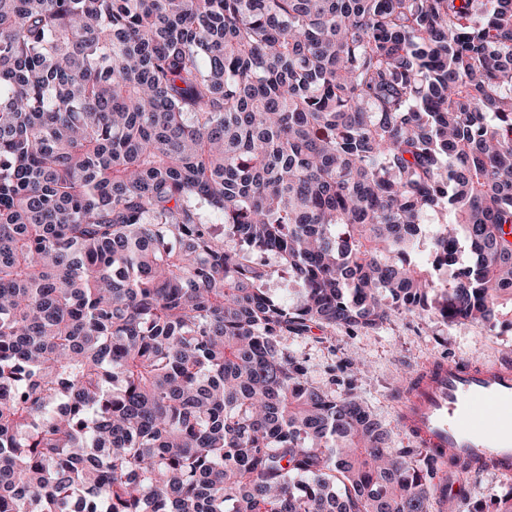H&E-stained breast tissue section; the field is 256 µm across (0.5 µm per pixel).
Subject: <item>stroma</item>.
I'll list each match as a JSON object with an SVG mask.
<instances>
[{"label": "stroma", "mask_w": 512, "mask_h": 512, "mask_svg": "<svg viewBox=\"0 0 512 512\" xmlns=\"http://www.w3.org/2000/svg\"><path fill=\"white\" fill-rule=\"evenodd\" d=\"M288 349L305 361L311 379L325 389L331 386L329 366L361 354L368 368L358 376L355 391L389 432L392 447L403 448L407 440L395 398L401 377L436 360L468 364L476 358L495 364L504 355L512 356V319L502 318L490 329L477 322L449 324L403 314L377 328L352 334L339 330L292 337Z\"/></svg>", "instance_id": "1"}]
</instances>
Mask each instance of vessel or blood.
<instances>
[{
  "label": "vessel or blood",
  "mask_w": 512,
  "mask_h": 512,
  "mask_svg": "<svg viewBox=\"0 0 512 512\" xmlns=\"http://www.w3.org/2000/svg\"><path fill=\"white\" fill-rule=\"evenodd\" d=\"M401 424L428 447L455 449L475 472L512 474V370L441 363L414 379Z\"/></svg>",
  "instance_id": "vessel-or-blood-1"
}]
</instances>
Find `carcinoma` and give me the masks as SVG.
I'll return each mask as SVG.
<instances>
[{
    "label": "carcinoma",
    "mask_w": 512,
    "mask_h": 512,
    "mask_svg": "<svg viewBox=\"0 0 512 512\" xmlns=\"http://www.w3.org/2000/svg\"><path fill=\"white\" fill-rule=\"evenodd\" d=\"M508 304L512 0H0V512H448L288 337Z\"/></svg>",
    "instance_id": "carcinoma-1"
}]
</instances>
